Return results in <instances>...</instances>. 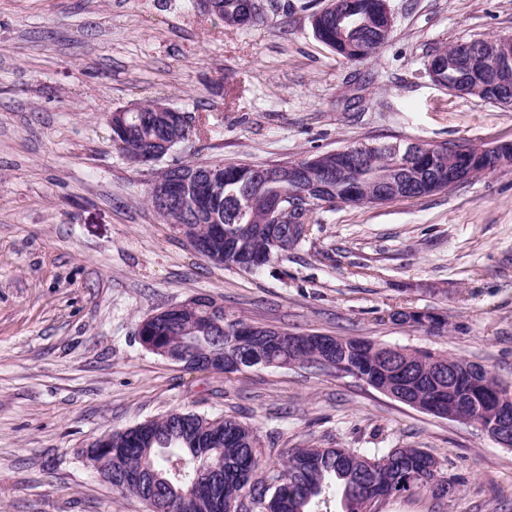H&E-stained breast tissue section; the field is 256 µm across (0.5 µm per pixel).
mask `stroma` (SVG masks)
<instances>
[{
	"instance_id": "stroma-1",
	"label": "stroma",
	"mask_w": 512,
	"mask_h": 512,
	"mask_svg": "<svg viewBox=\"0 0 512 512\" xmlns=\"http://www.w3.org/2000/svg\"><path fill=\"white\" fill-rule=\"evenodd\" d=\"M329 0H261L228 26L195 0H0V512H145L86 453L173 410L253 425L259 476L308 443L412 446L458 482L376 512H512V448L332 370L185 368L138 322L203 295L293 333L356 336L484 365L512 383V167L420 198L324 205L304 245L259 272L196 253L145 201L150 167L114 145L115 110L162 99L205 136L167 162L271 164L359 142L512 140V109L437 85L459 40L512 36V0H387L372 57L319 42ZM430 309L451 329L392 320Z\"/></svg>"
}]
</instances>
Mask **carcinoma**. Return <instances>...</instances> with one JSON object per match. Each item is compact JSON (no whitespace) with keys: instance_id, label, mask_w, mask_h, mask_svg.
<instances>
[{"instance_id":"carcinoma-1","label":"carcinoma","mask_w":512,"mask_h":512,"mask_svg":"<svg viewBox=\"0 0 512 512\" xmlns=\"http://www.w3.org/2000/svg\"><path fill=\"white\" fill-rule=\"evenodd\" d=\"M365 18L360 30L342 36L336 17L325 11L316 18L318 40L348 61L375 53L385 40L376 31L373 16L380 0H338ZM243 0H224L228 26L240 25ZM432 56L457 67L438 72L436 83L444 88L461 70L475 74L490 68V57L470 52L466 42L435 50ZM156 100L141 103L126 116L127 127L115 143L129 158L145 155L162 140L177 147L200 130L171 112H160ZM466 145L444 143L429 154L398 153L389 143H374L356 157L338 153L326 157L334 178L323 188H309L303 161L277 164L276 179L256 182L252 165L222 162H184L185 169L219 170L214 183L201 185V200L194 210H172L162 220L189 240L210 236L237 223L240 202L235 192L248 195L250 204L242 223L250 230L221 240L224 258L236 268L256 272L288 256L306 241L314 213L336 199L355 205H383L406 196L417 198L448 188V175L458 173L459 184L494 169L493 162L462 167ZM287 196L278 217L270 215L269 202ZM217 312L208 315L153 314L148 341L196 355L224 352V360L244 368L301 366L323 370L324 358L338 374L356 377L376 390L436 417L472 424H499L512 430V410H498L497 393L509 384L498 380L483 365L423 349H406L348 336L298 339L292 345L278 342L266 325L227 314L212 300ZM108 458L114 475L112 489L142 500H151L153 512H194L184 497L208 502L209 512H316L320 501H339V512H369L371 504L406 492L423 490L436 499L452 496L457 482L438 478V462L419 448H391L370 454L356 448L307 445L291 448L276 487L256 477L262 461L260 438L253 426L231 417L207 418L192 412L171 411L124 431L112 433Z\"/></svg>"}]
</instances>
